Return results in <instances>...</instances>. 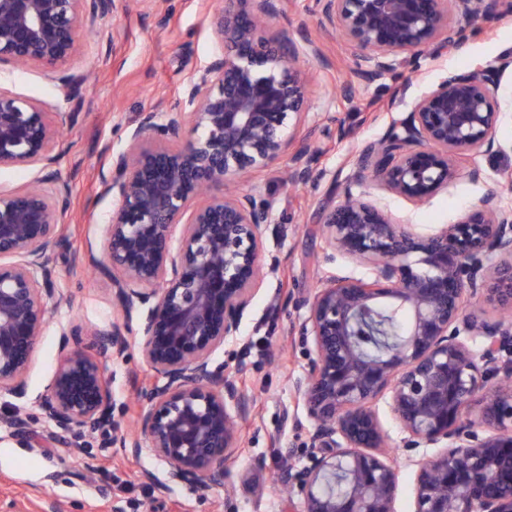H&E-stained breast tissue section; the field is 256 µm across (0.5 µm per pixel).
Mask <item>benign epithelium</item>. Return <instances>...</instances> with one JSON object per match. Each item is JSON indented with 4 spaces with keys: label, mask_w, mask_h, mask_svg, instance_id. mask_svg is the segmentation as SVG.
Instances as JSON below:
<instances>
[{
    "label": "benign epithelium",
    "mask_w": 512,
    "mask_h": 512,
    "mask_svg": "<svg viewBox=\"0 0 512 512\" xmlns=\"http://www.w3.org/2000/svg\"><path fill=\"white\" fill-rule=\"evenodd\" d=\"M287 0H221L211 16L213 58L193 71L182 96L162 112L148 109L128 123L123 146L109 151L102 194L112 197L100 259L113 270L112 294L128 319L92 332L98 349L119 359L131 346L152 371L137 394V432L113 433L112 447L139 456L147 447L166 465L164 479L143 480L160 496L173 487L223 485L225 464L240 447L237 421L246 394L215 354L237 334L259 285L273 201L245 175L288 160L295 184L316 178L314 153L296 133L315 128L307 102L311 81L292 59H321L270 20ZM322 27L339 31L361 85L417 68L430 49L440 57L463 47L480 18L512 13V0H315ZM129 0H0V65L48 72L78 102L88 73L70 67L78 33ZM512 57L453 75L406 111L408 79L386 105L385 138L359 148L339 183L342 199L318 214L325 244L371 267L367 279L332 275L306 302L299 335L312 343L295 389L311 423L307 464L288 466L280 480L303 495L302 512H394L399 465L376 411L387 404L407 447L436 448L415 467L414 512H512V320L464 311L466 296L512 310V208L486 193L456 222L422 235L393 218L367 185L422 204L464 176L481 177L476 158L498 145L501 116L512 94L495 99ZM79 112L0 88V168L37 172L22 191L0 192V395H26L25 375L48 325V305L68 303L51 255L68 242V192L55 152L61 129ZM387 307L403 335L385 356L364 355L357 318ZM61 328L63 356L40 401L45 422L69 448L112 426L103 365L77 349ZM479 409L478 421L468 412ZM16 432L29 428L24 407L0 417Z\"/></svg>",
    "instance_id": "1"
}]
</instances>
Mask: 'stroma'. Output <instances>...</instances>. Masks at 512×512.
Returning <instances> with one entry per match:
<instances>
[{"mask_svg":"<svg viewBox=\"0 0 512 512\" xmlns=\"http://www.w3.org/2000/svg\"><path fill=\"white\" fill-rule=\"evenodd\" d=\"M163 13L143 7L98 21L81 33V52L75 68L90 72L81 91L82 107L73 128L65 131L58 147V170L69 190L68 244L51 261L60 271L70 301L61 305L41 336L27 376L24 405L32 432L0 429V512H300L297 492L276 482L288 463L306 464L310 422L298 398L294 381L307 364L309 347L298 335L303 301L312 296L322 279L342 269L357 277L370 274L368 266L347 263L326 248L316 222L323 203L338 200L332 173L341 171L349 155L363 143L382 138L388 129L383 112L393 78L363 88L359 101L373 112L355 111L340 93L353 79L349 50L339 34L323 29L315 0H288L284 13L273 21L295 41L311 40L321 59L298 56L296 67L311 78L309 108L320 130L311 142L318 151V169L325 176L317 186L294 187L277 174L259 181L274 203L275 222L267 232L265 263L276 271L267 276L237 336L225 341L216 355L225 369L245 362L240 379L249 397L239 418L240 447L227 462L229 487L174 488L159 497L141 478L150 470L163 476L165 466L150 451L129 458L113 448L110 433L87 436L81 450L61 447L49 434L38 401L60 360L57 329L72 322L91 329L125 315L114 303L112 277L83 265L88 251L99 250L102 225L113 208L101 197L99 182L108 169V151L119 147L125 123L137 112L164 109L187 83L191 73L206 66L214 53L210 16L214 0H165ZM512 53V16L478 20L468 43L440 58L420 59L412 73L411 95L428 91L442 79L496 64ZM0 86L17 95L46 102L53 111L70 106L55 81L42 69L0 67ZM503 153L478 157L483 171L479 181L466 178L449 184L422 205L383 194L379 204L389 213L422 232L454 222L488 192H498L512 203V188L501 177L512 169V112L504 113L498 129ZM280 304L277 317H269L272 304ZM72 347L101 357L112 399V425L126 430L134 424L136 389L152 373L138 349L125 358L101 356L93 337L75 336Z\"/></svg>","mask_w":512,"mask_h":512,"instance_id":"35a3bbf8","label":"stroma"}]
</instances>
